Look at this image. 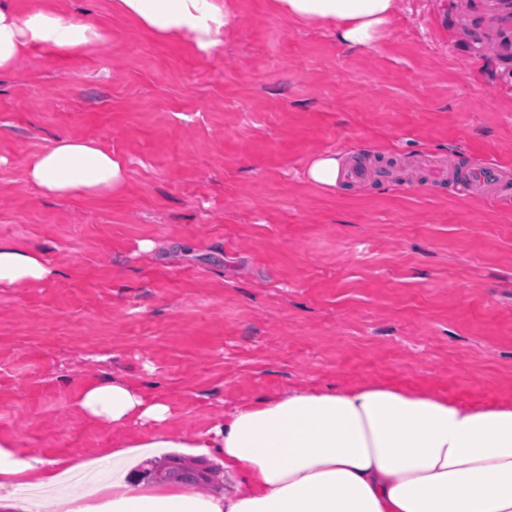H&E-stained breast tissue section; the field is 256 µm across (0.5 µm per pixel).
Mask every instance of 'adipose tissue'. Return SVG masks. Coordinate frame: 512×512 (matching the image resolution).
I'll list each match as a JSON object with an SVG mask.
<instances>
[{"mask_svg": "<svg viewBox=\"0 0 512 512\" xmlns=\"http://www.w3.org/2000/svg\"><path fill=\"white\" fill-rule=\"evenodd\" d=\"M112 7L160 38L190 36L203 50L232 26L231 11L215 0H113ZM274 9L330 26L345 47L363 50L384 36L397 0H274ZM99 37L92 19L76 25L48 6L22 16L0 6V69L36 46L72 53ZM125 168L97 141L63 137L29 158L25 179L45 197L98 198L124 190ZM49 274L41 253L0 241V288L36 285ZM77 410L115 428L136 418L153 430L113 444L112 482L99 505L64 491L85 461L22 457L0 439V487L42 492L0 496V512H40L47 498L57 512H512V400L486 406L378 383L294 388L191 436L167 429L165 399H145L108 378L84 388ZM165 448L221 456L241 491L207 498L187 486L132 491L128 466Z\"/></svg>", "mask_w": 512, "mask_h": 512, "instance_id": "1", "label": "adipose tissue"}]
</instances>
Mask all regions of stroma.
<instances>
[{
	"label": "stroma",
	"instance_id": "obj_1",
	"mask_svg": "<svg viewBox=\"0 0 512 512\" xmlns=\"http://www.w3.org/2000/svg\"><path fill=\"white\" fill-rule=\"evenodd\" d=\"M451 2L398 0L376 48L353 51L271 0H224L234 25L206 50L112 0H53L101 37L0 73V239L53 270L0 288V436L18 455L95 459L67 489L101 502L106 450L145 430L77 414L102 377L164 398L168 428L192 434L289 388L512 397V74L468 45ZM69 135L125 158L124 192L25 182ZM324 153L365 175L308 181ZM422 155L495 164L500 188L376 173Z\"/></svg>",
	"mask_w": 512,
	"mask_h": 512
}]
</instances>
